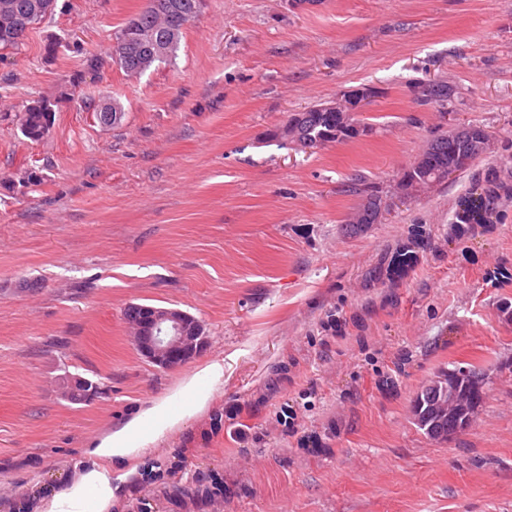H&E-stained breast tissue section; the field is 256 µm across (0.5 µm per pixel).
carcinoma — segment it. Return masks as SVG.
I'll return each mask as SVG.
<instances>
[{"label":"carcinoma","instance_id":"obj_1","mask_svg":"<svg viewBox=\"0 0 512 512\" xmlns=\"http://www.w3.org/2000/svg\"><path fill=\"white\" fill-rule=\"evenodd\" d=\"M42 0H0V50H16L23 44L26 30L16 29V20L21 14H31L30 23H40L52 8L39 9ZM202 0H163L164 12H157L147 6L139 13L130 17L124 25L114 33L112 53L114 64L130 76L140 75L154 64L172 61L179 48L180 38L186 25L199 13ZM448 85L437 82L428 85L424 90L426 100L442 104L448 100L445 89ZM354 102L344 98V102L336 104V111L326 112L313 107L304 112L289 115L287 124L291 125L288 132L281 135L273 134V138L281 139L290 145L299 146L309 139H320L324 143H333L356 139L372 130L352 112ZM29 112L27 131L24 136L32 141L38 140V132L42 121L52 111L51 104L36 101L26 108ZM465 127L448 130L433 139L423 151L421 158L403 173L423 187L441 184L448 180V172L461 171L479 158V155L468 150L464 139ZM363 194L356 221L349 226L353 232L359 225L368 223L369 211L375 201L383 198L382 192L374 186L360 189ZM482 384L481 371L475 367L467 369V376L460 384V393L471 398L482 400L480 392ZM440 390L437 381L429 380L423 384L413 399V414L417 425L430 438L439 441L448 440V435L465 425L466 414L450 415L439 405Z\"/></svg>","mask_w":512,"mask_h":512}]
</instances>
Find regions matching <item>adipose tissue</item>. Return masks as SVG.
Listing matches in <instances>:
<instances>
[{
    "mask_svg": "<svg viewBox=\"0 0 512 512\" xmlns=\"http://www.w3.org/2000/svg\"><path fill=\"white\" fill-rule=\"evenodd\" d=\"M223 374L222 362H208L184 376L169 394L91 440L80 468L43 500L40 512H110L120 492L112 480L113 467L134 475V461L150 443L210 407L214 384Z\"/></svg>",
    "mask_w": 512,
    "mask_h": 512,
    "instance_id": "adipose-tissue-1",
    "label": "adipose tissue"
}]
</instances>
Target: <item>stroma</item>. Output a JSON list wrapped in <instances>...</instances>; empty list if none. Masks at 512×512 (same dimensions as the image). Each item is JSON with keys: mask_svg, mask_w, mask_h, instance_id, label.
Masks as SVG:
<instances>
[{"mask_svg": "<svg viewBox=\"0 0 512 512\" xmlns=\"http://www.w3.org/2000/svg\"><path fill=\"white\" fill-rule=\"evenodd\" d=\"M146 2L55 0L0 59V512L215 359L210 408L138 455L111 512H512V0H203L175 60L130 76L108 54ZM434 81L444 106L423 101ZM360 87L368 135L271 140ZM37 100L54 121L35 142L17 115ZM467 124L487 151L398 197L427 143ZM359 179L392 203L349 234ZM132 304L193 315L204 349L149 363ZM472 365V426L430 439L417 390ZM69 375L97 400H66Z\"/></svg>", "mask_w": 512, "mask_h": 512, "instance_id": "1", "label": "stroma"}]
</instances>
